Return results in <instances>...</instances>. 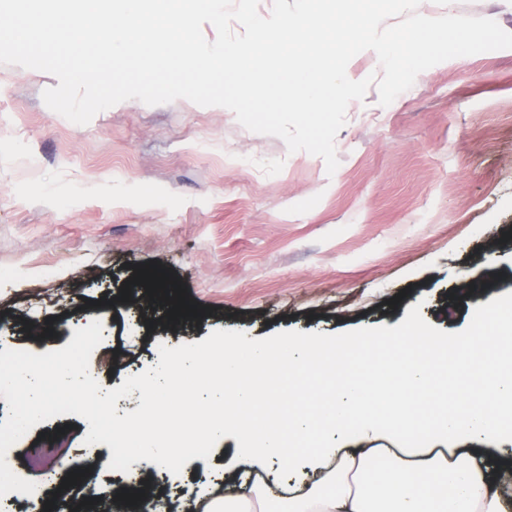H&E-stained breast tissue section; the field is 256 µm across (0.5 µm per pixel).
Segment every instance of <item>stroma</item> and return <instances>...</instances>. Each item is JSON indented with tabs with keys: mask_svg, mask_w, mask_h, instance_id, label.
Listing matches in <instances>:
<instances>
[{
	"mask_svg": "<svg viewBox=\"0 0 512 512\" xmlns=\"http://www.w3.org/2000/svg\"><path fill=\"white\" fill-rule=\"evenodd\" d=\"M418 11L512 32V0ZM58 84L0 65V350H57L101 320L90 362L111 358L99 375L110 390L157 365L161 340L394 327L415 305L456 332L512 292V49L437 64L386 107L369 88L347 108L331 175L321 157L185 99L127 100L74 124L42 100ZM144 267L181 285L193 315L170 321L139 285L122 301ZM343 382L312 373L279 401L317 415ZM88 430L59 415L10 449L14 472L54 493L52 512H69L82 487L61 489L33 450L61 432L80 452Z\"/></svg>",
	"mask_w": 512,
	"mask_h": 512,
	"instance_id": "obj_1",
	"label": "stroma"
}]
</instances>
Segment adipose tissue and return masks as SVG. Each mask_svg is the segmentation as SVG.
<instances>
[{
  "label": "adipose tissue",
  "mask_w": 512,
  "mask_h": 512,
  "mask_svg": "<svg viewBox=\"0 0 512 512\" xmlns=\"http://www.w3.org/2000/svg\"><path fill=\"white\" fill-rule=\"evenodd\" d=\"M484 343V337L464 336L451 352L445 338L403 331L345 340L284 336L248 350L226 340L207 354L177 352L156 367L154 379L135 382L154 430L144 432L138 413L123 418V429L134 436L124 448L128 478L136 480L161 459L180 458L197 434L224 433L244 436L245 445L225 456L222 473L251 491L213 498L197 490L204 512H267L269 491L287 483L288 512H502V488L512 479V426L502 422L512 416L511 366L485 382L493 405L479 401L463 412L447 410L427 433L415 430L434 374L445 366H480ZM398 345L406 348L394 364L402 408L352 379L318 418L287 419L278 410L277 392L293 378L340 371L358 349ZM211 372L216 379L207 400L186 390L189 378ZM178 406L188 413L204 410L206 423L158 447L155 432L175 420ZM490 448L499 467L484 459ZM375 456L383 466L371 484H363L364 468Z\"/></svg>",
  "instance_id": "ef3b65f1"
}]
</instances>
